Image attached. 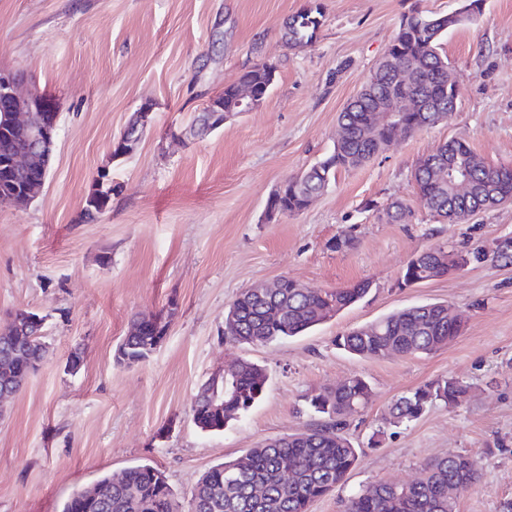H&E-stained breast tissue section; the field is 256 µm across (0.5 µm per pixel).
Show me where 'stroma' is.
I'll list each match as a JSON object with an SVG mask.
<instances>
[{
    "label": "stroma",
    "instance_id": "1",
    "mask_svg": "<svg viewBox=\"0 0 512 512\" xmlns=\"http://www.w3.org/2000/svg\"><path fill=\"white\" fill-rule=\"evenodd\" d=\"M308 0H0V69L24 74L60 113L45 187L30 205L0 204V324L16 311L45 318L49 354L0 406V512H61L70 494L147 463L180 505L211 467L318 427L307 395L354 376L374 396L345 433L359 458L309 512H345L385 481L416 479L431 460L479 457L458 512H512V266L485 261L411 288L407 261L437 244L463 248L512 236V204L441 223L422 207L418 161L448 139L512 166V0H484L479 20L450 31L441 51L460 75L452 116L402 136L370 162L338 171L303 211L267 219L288 177L329 152L338 116L381 61L413 6L434 14L465 0H320L316 38L292 51L284 21ZM277 66L262 107L219 130L193 131L209 98L258 59ZM153 120L135 151L113 139L144 102ZM180 130L175 139L171 130ZM112 201L81 220L101 171ZM403 200L402 223L385 216ZM350 247L336 250V237ZM288 277L317 288L371 284L358 303L306 335L264 346L224 340V311L243 290ZM456 308L464 329L429 355L352 356L337 336L427 303ZM177 309L146 362L115 353L136 316ZM238 358L262 366L265 397L223 432L201 431L192 399ZM471 384L456 407L429 406L400 426L394 398L427 382Z\"/></svg>",
    "mask_w": 512,
    "mask_h": 512
}]
</instances>
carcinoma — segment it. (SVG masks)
Here are the masks:
<instances>
[{"label": "carcinoma", "mask_w": 512, "mask_h": 512, "mask_svg": "<svg viewBox=\"0 0 512 512\" xmlns=\"http://www.w3.org/2000/svg\"><path fill=\"white\" fill-rule=\"evenodd\" d=\"M323 13L318 0H311L284 24L282 39L290 49L312 42L321 26ZM448 25L441 15L428 14L415 6L403 16L387 53L373 71L372 80L362 84L356 97L338 116L345 135L333 150L283 184L281 205L288 213L304 210L323 193L336 172L361 166L390 144L385 132L369 134L371 114L400 93L392 85V73L399 65L419 62L417 88L431 101L429 111L404 119L394 137L410 135L451 117L458 96L448 85L457 76L440 52ZM276 68L253 64L243 71L238 84H249L259 94L274 84ZM18 143V135L7 125V113L0 112V156ZM445 166L457 175L465 171L471 184L470 195L458 199L441 188L433 177L432 165ZM413 179L430 216L447 222L493 208L492 200L512 202V167L494 166L458 140L439 144L415 167ZM107 196L101 184L87 195L82 215L95 218L98 202ZM460 258L469 265L491 260L503 266L512 264V248L488 252L481 246L457 250L438 244L413 256L402 270L398 283L432 280L448 275V265ZM369 284L358 283L332 290L295 288L288 285L264 293L244 291L232 304L236 326L224 338L236 344L267 345L300 336L335 317L360 301ZM151 315L135 318L131 327L137 335H127L116 362L133 367L155 351L156 336L146 332ZM43 323L27 326V331L9 327L0 331V349L13 355L10 364L0 363V388L14 396L29 376L38 370L46 352L42 341ZM463 330L448 314V306L433 303L390 313L337 339L348 353L365 359H380L396 350L403 357L428 355L451 343ZM268 377L263 368L240 360L218 384L224 392V412H213L204 401L191 411L197 427L205 432H222L228 423L255 406L265 395ZM470 385L455 377L436 379L391 402L393 423L418 419L430 405L440 402L457 405ZM372 397L369 382L354 376L336 388L324 387L308 397V407L324 418L317 428L264 443L245 456L226 460L208 470L195 485L187 512H308L310 504L335 490L356 463V449L344 436L347 418L358 412ZM464 455L436 459L424 468L423 478L413 483H379L372 493L352 498L346 512H456L460 494L479 478V467H469L460 475ZM62 512H177L174 494L159 470L149 464L131 467L120 474L103 476L87 494L77 490L65 502Z\"/></svg>", "instance_id": "obj_1"}]
</instances>
